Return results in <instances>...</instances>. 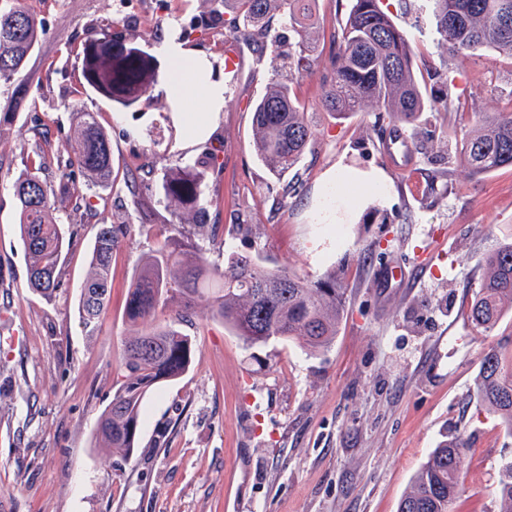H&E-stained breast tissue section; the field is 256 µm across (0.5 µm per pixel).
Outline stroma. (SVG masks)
Segmentation results:
<instances>
[{
  "label": "stroma",
  "instance_id": "obj_1",
  "mask_svg": "<svg viewBox=\"0 0 512 512\" xmlns=\"http://www.w3.org/2000/svg\"><path fill=\"white\" fill-rule=\"evenodd\" d=\"M21 2L45 36L22 76L0 84V512H397L432 449L457 436L466 451L452 512H498L512 431L477 382L489 351L512 350V319L484 335L467 311L485 257L512 240V166L473 178L458 149L477 114L512 108V58L442 55L431 0H384L432 103L404 128L413 151L403 171L382 149L396 129L388 115L322 110L346 0H317V63L292 83L314 137L276 179L252 146L250 108L269 62L239 42L225 71L226 36L203 30L200 0ZM165 40L205 55L224 78V108L192 147L166 96L175 66L158 50ZM131 57L139 81L109 83ZM71 106L107 131L112 186L90 188L72 170L59 215L74 235L48 302L27 287L12 184L33 161L55 179L73 139ZM211 150L214 165L199 170L219 227L200 241L211 267L243 254L311 282L337 272L348 284L344 317L332 345L312 352L294 340L248 347L205 298L183 324L177 306L158 308L155 324L191 336L194 363L146 397L136 453L111 458L93 429L126 373L128 287L178 230L162 205L171 170ZM341 167L383 171L388 194L352 206L325 193ZM135 168L134 198L125 174ZM103 224L120 231L111 301L90 341L77 299ZM392 265L410 281H386Z\"/></svg>",
  "mask_w": 512,
  "mask_h": 512
}]
</instances>
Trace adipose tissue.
<instances>
[{"instance_id": "adipose-tissue-1", "label": "adipose tissue", "mask_w": 512, "mask_h": 512, "mask_svg": "<svg viewBox=\"0 0 512 512\" xmlns=\"http://www.w3.org/2000/svg\"><path fill=\"white\" fill-rule=\"evenodd\" d=\"M160 52L178 61L177 77L167 96L182 109L186 144L200 140L211 129L212 119L224 106V82L214 79L207 60L189 55L174 44L162 43Z\"/></svg>"}]
</instances>
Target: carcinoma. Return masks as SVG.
I'll use <instances>...</instances> for the list:
<instances>
[{
    "instance_id": "obj_1",
    "label": "carcinoma",
    "mask_w": 512,
    "mask_h": 512,
    "mask_svg": "<svg viewBox=\"0 0 512 512\" xmlns=\"http://www.w3.org/2000/svg\"><path fill=\"white\" fill-rule=\"evenodd\" d=\"M316 0H205V26L221 24L258 56H272L275 67L269 86L252 107L255 155L279 178L301 161L313 130L292 94L283 71H313L316 59L305 44L279 54V37L269 27L278 15L301 37L314 24ZM382 0H349L339 25L333 77L323 88L321 107L338 117L358 112H386L396 122L411 123L425 111L427 98L417 80L413 52L403 28L381 7ZM441 43L454 54L492 49L512 57V0H433ZM453 24H448V21ZM43 28L21 0L0 4V83L8 84L27 65L42 40ZM74 143L67 161L58 164L59 180L71 167L83 169L90 183L109 187L112 176L110 139L93 112H71ZM462 166L471 176L512 166V110L485 113L479 126L462 142ZM42 166L26 167L14 180L19 213V243L27 256V283L32 293L51 300L59 288L63 251L69 244L55 205L54 190L40 175ZM165 201L195 200L180 218L198 234L217 228L209 223L201 179L184 170L171 178ZM118 243L110 224L99 228L91 249L90 271L81 287L78 314L86 336L99 331L112 292V254ZM212 277L222 287L212 308L246 345L296 340L310 351L328 348L336 339L346 306L347 285L329 272L309 283L286 271L269 270L251 257L234 255L224 270L210 267L201 250L174 237L166 250L143 259L136 267L126 299L125 316L138 327L126 346V374L112 400L97 418L94 447L125 459L138 445L139 423L146 395L158 385L187 372L193 360L189 336L172 326H150L156 308L169 302L181 307V319L195 314L201 288ZM512 311V241L499 244L484 260V273L470 305L469 318L490 334ZM478 392L482 403L512 431V351L493 350L481 363ZM464 444L443 441L429 454L404 495L397 512H449L458 494ZM498 512H512V460L503 463Z\"/></svg>"
}]
</instances>
